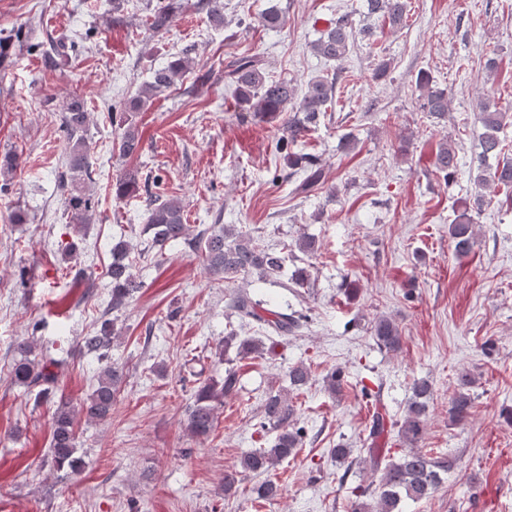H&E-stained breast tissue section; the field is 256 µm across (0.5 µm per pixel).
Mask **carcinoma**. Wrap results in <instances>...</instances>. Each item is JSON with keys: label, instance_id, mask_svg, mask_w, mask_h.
I'll use <instances>...</instances> for the list:
<instances>
[{"label": "carcinoma", "instance_id": "cac0c4a2", "mask_svg": "<svg viewBox=\"0 0 512 512\" xmlns=\"http://www.w3.org/2000/svg\"><path fill=\"white\" fill-rule=\"evenodd\" d=\"M182 8L181 0H159L149 15V28L159 34L165 31L176 11ZM367 15H375L393 29L408 26L407 0H367ZM349 15H341L312 44L314 52L331 61L345 58L356 33ZM189 69V58L175 56L166 67L157 71L153 81L145 89L132 97L119 113L120 125L124 127L119 150L124 156H134L141 150L137 115L154 93L171 87L175 80ZM227 80L235 86V94L240 110L256 112L269 119L292 111L286 122L289 141L297 139L304 131L315 125L322 109L333 99L339 77H317L311 80L303 94H298L294 83L288 80L267 79L262 60L256 56H241L233 59L225 71ZM421 110L436 119H444L450 112L451 99L448 88L433 83L430 75L421 71L416 79ZM480 121L484 132L480 140L481 152L477 157L475 183L478 194L473 199L475 208L481 207L482 198L488 192L502 194L500 202L512 205V157H507L505 139L501 133L507 124L512 123V113L490 103L479 104ZM88 112L84 97L74 92L64 107L63 125L66 130L68 149V174L61 181H70L71 189L67 199V209L72 222L81 226L90 223L92 212L91 195L82 189V183L90 177V153L87 143ZM276 151L284 153L283 159L291 174H300L303 179L296 191L307 194L323 184V166L319 158L309 153L288 150V141L280 140ZM490 158L497 159L496 166L487 164ZM435 167L442 175L445 184L452 186L458 167L455 149L448 141L438 143L435 150ZM140 189L137 174L128 172L115 183L117 198H125ZM149 220L146 230L153 233L151 247L163 248L166 245L186 243L201 251L205 269L226 281L241 276L255 275L258 280L274 279L280 276L288 260V246L279 251L265 249L254 238L224 225L201 230L185 223L184 209L177 199H164L160 195H150L146 199ZM470 206L463 205L453 224L449 225V238L457 255H468L475 239L474 218L469 214ZM134 247L126 241H118L112 246V266L108 270L111 283L112 310L124 307L132 293L138 289L134 274V261L129 259ZM228 308L243 322L254 323L265 333V339L241 338L234 333L224 337V350L236 349V357L272 354L288 338L299 336L308 328L310 318L299 311L286 308L256 298L255 295L240 291L233 295ZM373 339L381 350L396 353L401 349L402 334L396 322L388 316H378L371 322ZM119 337L114 323L105 320L93 332L81 337L80 345L99 360L107 361L100 372L93 392L83 401L80 409L68 401L57 405L52 423L50 457L53 466L62 470L73 469L78 463L76 457L75 416L83 414L91 421H104L110 417L112 406L117 400L123 382V371L109 362L112 342ZM228 361L224 378H208L196 387L192 402L185 409L186 431L197 438L211 434L218 420L219 408L224 406V398L235 397L241 390L239 376ZM52 360L39 362L32 357V346L21 343L17 346L11 380L18 386L28 389L37 387L39 393L48 391L54 381V373L49 367ZM290 387L301 391L310 385L311 372L302 363L288 368ZM457 391L449 407L450 419L460 423L466 419L472 407L471 388L475 385L474 376L467 370L457 375ZM366 404L372 411L369 433L363 439L364 456L359 464L362 469L381 471L378 486L370 484L354 488L355 500L351 512H400L398 505L403 499L421 501L430 498L441 483L440 473L448 471L453 459L434 457L420 448L426 426L429 402L433 399V387L429 381L418 379L411 387L412 396L402 419L392 421L380 397L362 387ZM259 428L263 432H276L273 443L268 448H256L240 458L238 467L224 472V495L232 494L243 473L263 475L265 479L252 487V498L258 502L271 501L277 495L278 483L271 478V470L283 460L297 454L303 447L308 432L300 425L297 408L282 393H270L262 402ZM396 429L399 441L404 445L399 455L386 457L378 448V439Z\"/></svg>", "mask_w": 512, "mask_h": 512}]
</instances>
